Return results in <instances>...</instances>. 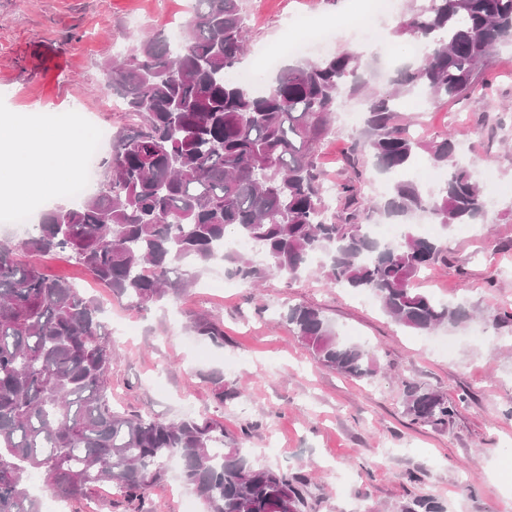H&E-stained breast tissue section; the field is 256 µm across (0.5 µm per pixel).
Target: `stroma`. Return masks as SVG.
<instances>
[{"label":"stroma","instance_id":"35a3bbf8","mask_svg":"<svg viewBox=\"0 0 512 512\" xmlns=\"http://www.w3.org/2000/svg\"><path fill=\"white\" fill-rule=\"evenodd\" d=\"M368 0H244L249 31L239 65L266 71L267 54L280 66L311 63L343 50L358 53L370 88L385 90L411 64L407 42L392 36V17L363 32ZM194 0H0V114L76 112L86 129L112 132L128 121L108 105L106 62L134 41L186 25ZM328 23L334 37L297 55L286 43L308 39L309 24ZM485 78L465 100L423 103L399 95L401 119L425 141L456 135L460 157L475 169L489 200L480 224L442 233L443 261L418 286L434 299L460 305L475 318L465 328L416 333L395 324L379 301L324 281L312 266L298 281L268 278L243 285L223 259L190 269L180 296L141 308L94 283L63 255L40 263L96 298L112 343V406L159 420L209 418L227 433L250 427V460L305 478L307 512H419L415 499L433 498L443 512H512V320L487 326L484 316L512 313V46L503 45ZM333 115L317 145L325 180L349 178L350 149L365 129L366 99L350 98ZM320 310L346 341L368 348L374 381L324 368L282 320L288 306ZM206 317L224 328L223 342L197 335ZM234 398L216 401L213 379ZM435 389L457 411L448 424H419L406 414L405 383ZM420 475L410 485L408 474ZM171 461L164 481L146 491L149 512H206Z\"/></svg>","mask_w":512,"mask_h":512}]
</instances>
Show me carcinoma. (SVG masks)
<instances>
[{
  "mask_svg": "<svg viewBox=\"0 0 512 512\" xmlns=\"http://www.w3.org/2000/svg\"><path fill=\"white\" fill-rule=\"evenodd\" d=\"M393 33L424 47L393 88L367 98L366 135L352 147L355 178L336 184L343 208L328 214L316 146L332 115L365 89L360 56L343 51L282 70L255 93L231 77L244 53L242 0H196L174 51L166 37L141 39L105 65V88L120 97L129 130L112 139L105 182L72 204L45 211L17 244L0 243V512H42L27 477L67 500L105 483L131 501L181 464L182 481L208 512H305L306 480L250 463L212 419H145L112 409V345L100 304L69 281L19 259L67 253L97 282L139 307L191 285L179 265L202 267L239 236L262 257L226 253L247 286L269 276L297 280L321 254L325 280L371 294L397 324L418 333L469 319L417 286L444 259L439 241L405 234L379 240L373 215L399 224L421 216L446 229L487 213L473 168L443 136L427 144L400 119V91L428 102L485 86L496 48L512 43V0H418ZM447 169L435 191L405 177L418 150ZM399 175L389 196L364 204L363 168ZM289 331L326 368L376 376L370 350L342 340L321 311L302 304L283 315ZM194 331L224 341L208 320ZM406 414L442 425L456 406L438 391L405 384Z\"/></svg>",
  "mask_w": 512,
  "mask_h": 512,
  "instance_id": "1",
  "label": "carcinoma"
}]
</instances>
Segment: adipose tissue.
<instances>
[{
  "label": "adipose tissue",
  "mask_w": 512,
  "mask_h": 512,
  "mask_svg": "<svg viewBox=\"0 0 512 512\" xmlns=\"http://www.w3.org/2000/svg\"><path fill=\"white\" fill-rule=\"evenodd\" d=\"M84 134L75 119L40 120L32 112L0 115V207L23 195L54 196L78 166L75 147Z\"/></svg>",
  "instance_id": "obj_1"
}]
</instances>
